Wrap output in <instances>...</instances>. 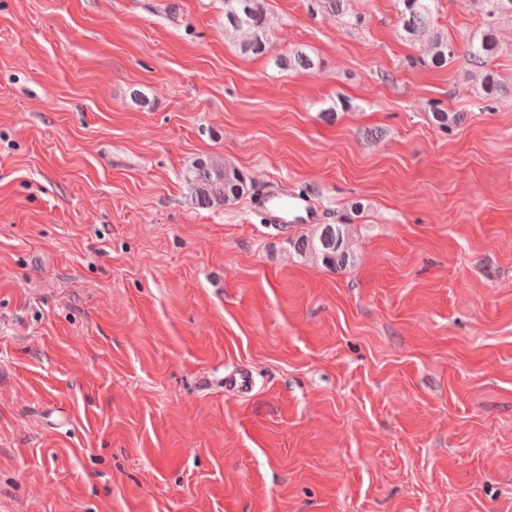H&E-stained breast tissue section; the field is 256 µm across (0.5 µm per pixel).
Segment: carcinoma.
<instances>
[{"instance_id": "carcinoma-1", "label": "carcinoma", "mask_w": 512, "mask_h": 512, "mask_svg": "<svg viewBox=\"0 0 512 512\" xmlns=\"http://www.w3.org/2000/svg\"><path fill=\"white\" fill-rule=\"evenodd\" d=\"M403 38L412 44L427 47L431 65L443 67L449 61L463 57L469 64L481 68L486 59L496 54L498 42L494 30L485 28L472 36L462 51L454 41L434 24L436 0H397ZM271 28L267 0H224V32L248 33L240 45L247 55H263L269 46ZM284 69L314 72L319 65L307 54L295 50L276 59ZM481 86L492 100L512 99V85L500 82L489 72H481ZM185 180L191 190V200L202 208L227 206L247 191L245 176L235 167L200 158L186 171ZM301 254L314 253L331 269L341 270L354 261V251L342 226L327 224L314 236L301 237L294 243Z\"/></svg>"}]
</instances>
